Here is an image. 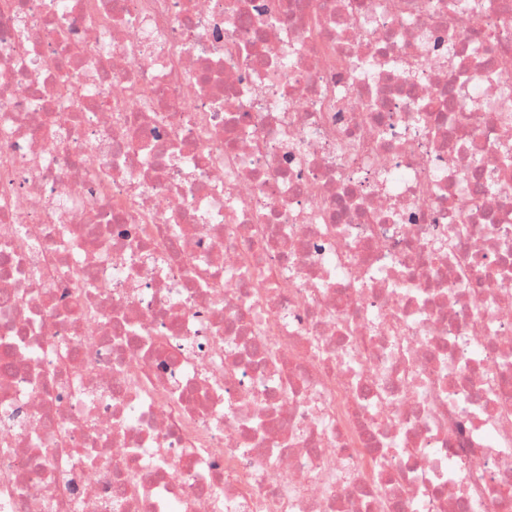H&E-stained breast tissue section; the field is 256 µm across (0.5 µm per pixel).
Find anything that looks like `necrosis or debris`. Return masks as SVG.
<instances>
[{
    "label": "necrosis or debris",
    "instance_id": "necrosis-or-debris-1",
    "mask_svg": "<svg viewBox=\"0 0 512 512\" xmlns=\"http://www.w3.org/2000/svg\"><path fill=\"white\" fill-rule=\"evenodd\" d=\"M472 2L0 0V512H512Z\"/></svg>",
    "mask_w": 512,
    "mask_h": 512
}]
</instances>
